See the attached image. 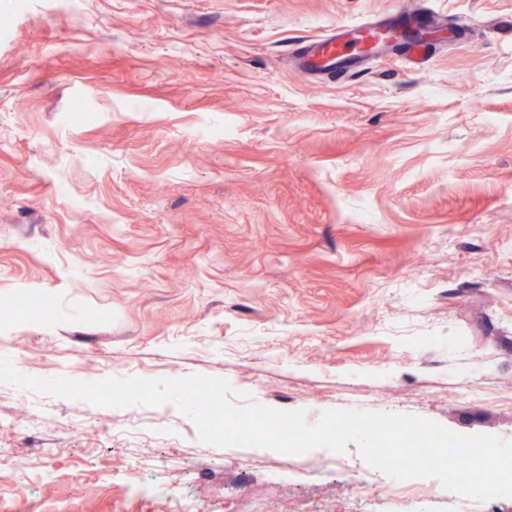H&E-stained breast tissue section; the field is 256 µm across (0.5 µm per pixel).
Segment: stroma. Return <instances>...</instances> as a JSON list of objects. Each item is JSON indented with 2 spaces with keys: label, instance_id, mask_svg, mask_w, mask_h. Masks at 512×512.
<instances>
[{
  "label": "stroma",
  "instance_id": "1",
  "mask_svg": "<svg viewBox=\"0 0 512 512\" xmlns=\"http://www.w3.org/2000/svg\"><path fill=\"white\" fill-rule=\"evenodd\" d=\"M409 2L0 0V357L44 379L217 377L235 406L311 423L349 392L512 440V0H424L461 28L418 60L296 63ZM3 448L28 479L0 512H344L360 490L449 510L437 482L430 503L388 496L357 444L219 448L170 404L0 385Z\"/></svg>",
  "mask_w": 512,
  "mask_h": 512
}]
</instances>
